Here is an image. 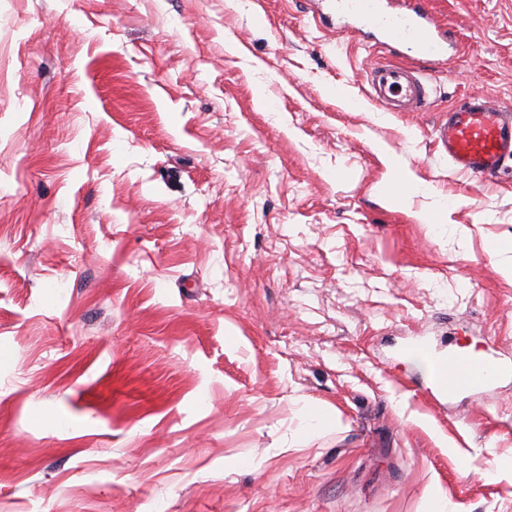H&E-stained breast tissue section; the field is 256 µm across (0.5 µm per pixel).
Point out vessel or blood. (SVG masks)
<instances>
[{
  "instance_id": "b4317fda",
  "label": "vessel or blood",
  "mask_w": 512,
  "mask_h": 512,
  "mask_svg": "<svg viewBox=\"0 0 512 512\" xmlns=\"http://www.w3.org/2000/svg\"><path fill=\"white\" fill-rule=\"evenodd\" d=\"M336 7L357 19L358 33L376 37L390 51L406 49L435 66L447 61L452 35L435 20L431 0H336ZM369 83L388 111L424 110L429 105L428 87L415 68L381 62L370 71ZM436 142L457 172L494 179L512 164V111L488 97L468 96L449 107ZM404 353L424 366L426 390L436 401L512 378V362L490 352L443 353L414 341Z\"/></svg>"
}]
</instances>
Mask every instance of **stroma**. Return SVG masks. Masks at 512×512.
<instances>
[{
    "label": "stroma",
    "mask_w": 512,
    "mask_h": 512,
    "mask_svg": "<svg viewBox=\"0 0 512 512\" xmlns=\"http://www.w3.org/2000/svg\"><path fill=\"white\" fill-rule=\"evenodd\" d=\"M432 6L461 48L388 112L324 0H0V512H512V379L396 356L512 360V168L434 140L512 109V0ZM512 110L482 95L448 108L437 129V146L459 173L496 178L512 163ZM401 182L403 186L407 187V189L395 192L389 191L387 187L384 189L394 202H407L414 195L418 193H426L429 189L426 184L419 181L410 173L403 174ZM404 353L424 366L425 389L435 402L477 392L512 378V362L503 361L491 352L472 355L448 351L444 354L426 342L414 341L404 347Z\"/></svg>",
    "instance_id": "stroma-1"
}]
</instances>
